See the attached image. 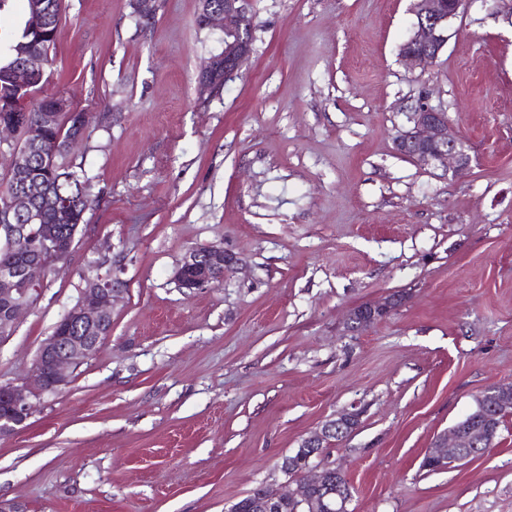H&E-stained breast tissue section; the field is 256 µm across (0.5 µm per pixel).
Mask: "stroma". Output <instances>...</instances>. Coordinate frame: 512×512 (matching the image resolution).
<instances>
[{
  "label": "stroma",
  "instance_id": "obj_1",
  "mask_svg": "<svg viewBox=\"0 0 512 512\" xmlns=\"http://www.w3.org/2000/svg\"><path fill=\"white\" fill-rule=\"evenodd\" d=\"M46 94L89 122L71 160L97 207L13 334L0 383L26 378L89 267L122 291L112 335L68 388L0 439V499L26 512H229L327 420L360 425L322 456L352 512H512V416L479 460L421 462L512 381V26L465 0L427 68L400 46L413 0H250L253 54L207 99L218 33L201 0H65ZM470 168L396 148L421 105ZM237 262L185 294L193 248ZM403 295L365 329L357 306Z\"/></svg>",
  "mask_w": 512,
  "mask_h": 512
}]
</instances>
